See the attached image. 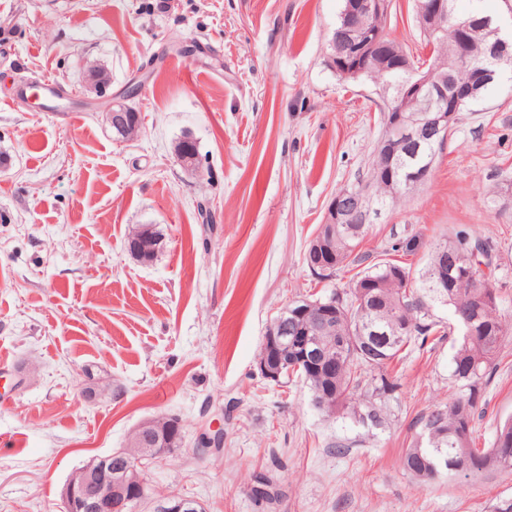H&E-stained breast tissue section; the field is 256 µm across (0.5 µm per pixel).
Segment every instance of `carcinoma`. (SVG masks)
I'll list each match as a JSON object with an SVG mask.
<instances>
[{
  "label": "carcinoma",
  "mask_w": 512,
  "mask_h": 512,
  "mask_svg": "<svg viewBox=\"0 0 512 512\" xmlns=\"http://www.w3.org/2000/svg\"><path fill=\"white\" fill-rule=\"evenodd\" d=\"M448 21L435 33L431 22L415 16L420 36L433 46V58L444 62L438 76L444 84L464 81L472 85L478 100L491 85L480 78L474 67L487 61L499 34L494 27L462 31L458 24L478 13L460 14L455 0H446ZM391 14L387 9L364 13L363 27L351 30L347 37L361 41L368 33L386 35ZM465 45L471 67L461 69L455 59L460 45ZM415 65L409 46L393 39L382 53L371 55L364 70L351 76L336 75L344 81L369 78L387 88L388 104L385 121L403 111L407 118H420L428 110L448 107L434 100L404 102L399 86L410 76L401 67ZM446 141L441 134L412 148L401 140L391 143L395 153L392 172L383 174L378 161L371 163L366 175L356 185L339 189L365 190L374 201L372 214L386 206H395L422 185L420 176L434 168ZM372 220L358 216L348 224H322L316 242L329 264L328 272H314L326 279L347 266H360L367 257L356 253L359 240L369 230ZM473 240L460 234L452 240L439 241L430 247L426 266L414 271L396 260L383 259L358 272L348 289L334 291L328 299L336 300V317L331 328L322 334V344L336 357V376L323 377L313 360L298 356L290 359V376H298L311 392L313 405L329 417L349 418L368 428H382L388 421L390 401L397 390L396 379L388 365L403 358V352L429 336L445 337L457 333L450 358V376L457 393L446 403H437L423 418V429L404 450L401 464L414 479L428 483L448 472L465 479L494 472L512 473V418L499 425L489 448L472 447V422L481 385L488 381L496 357L505 341L512 336V321L499 309V295L493 286L495 270L484 272L481 261L474 257ZM448 310V320L437 314Z\"/></svg>",
  "instance_id": "cac0c4a2"
}]
</instances>
